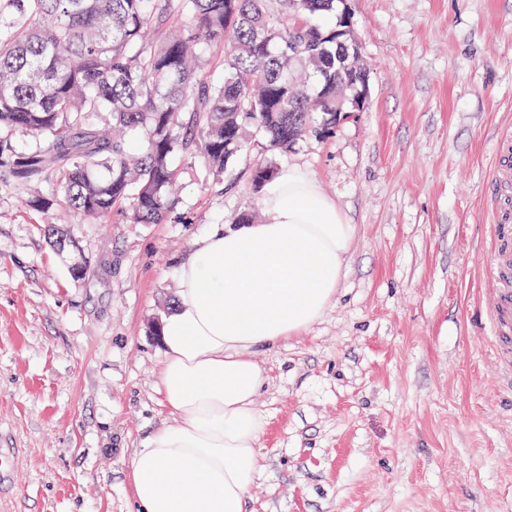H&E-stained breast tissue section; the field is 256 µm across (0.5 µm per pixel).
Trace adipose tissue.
Wrapping results in <instances>:
<instances>
[{"label":"adipose tissue","instance_id":"adipose-tissue-1","mask_svg":"<svg viewBox=\"0 0 512 512\" xmlns=\"http://www.w3.org/2000/svg\"><path fill=\"white\" fill-rule=\"evenodd\" d=\"M262 202L265 221L214 230L180 265L155 385L171 422L130 463L140 512H247L267 426L254 355L306 332L336 296L354 225L298 166Z\"/></svg>","mask_w":512,"mask_h":512}]
</instances>
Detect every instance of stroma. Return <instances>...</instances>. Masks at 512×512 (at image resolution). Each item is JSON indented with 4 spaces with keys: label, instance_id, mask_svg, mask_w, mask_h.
<instances>
[{
    "label": "stroma",
    "instance_id": "obj_1",
    "mask_svg": "<svg viewBox=\"0 0 512 512\" xmlns=\"http://www.w3.org/2000/svg\"><path fill=\"white\" fill-rule=\"evenodd\" d=\"M364 108L213 176L175 155L162 224L99 223L0 180V512H135V448L169 423L154 330L177 263L213 227L265 219L250 172L305 167L356 235L336 297L258 352L268 425L249 512H512V394L498 391L477 290L491 171L512 134V0H347ZM53 223L77 250L57 253ZM90 267L85 279L74 263Z\"/></svg>",
    "mask_w": 512,
    "mask_h": 512
}]
</instances>
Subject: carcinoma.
Listing matches in <instances>:
<instances>
[{
    "instance_id": "cac0c4a2",
    "label": "carcinoma",
    "mask_w": 512,
    "mask_h": 512,
    "mask_svg": "<svg viewBox=\"0 0 512 512\" xmlns=\"http://www.w3.org/2000/svg\"><path fill=\"white\" fill-rule=\"evenodd\" d=\"M344 11L343 0H0V130L43 141L19 154L1 135L0 176L50 183L89 216L127 203L133 222L161 224L175 207L173 155L222 175L253 149L249 125L268 151L336 126L365 72L336 37ZM321 16L334 22H311ZM98 112L114 134L89 122Z\"/></svg>"
}]
</instances>
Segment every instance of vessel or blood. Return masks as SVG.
<instances>
[{
    "label": "vessel or blood",
    "mask_w": 512,
    "mask_h": 512,
    "mask_svg": "<svg viewBox=\"0 0 512 512\" xmlns=\"http://www.w3.org/2000/svg\"><path fill=\"white\" fill-rule=\"evenodd\" d=\"M492 260L486 272L489 287L482 297V313L492 329L491 346L496 382L512 390V226L495 215Z\"/></svg>",
    "instance_id": "b4317fda"
}]
</instances>
